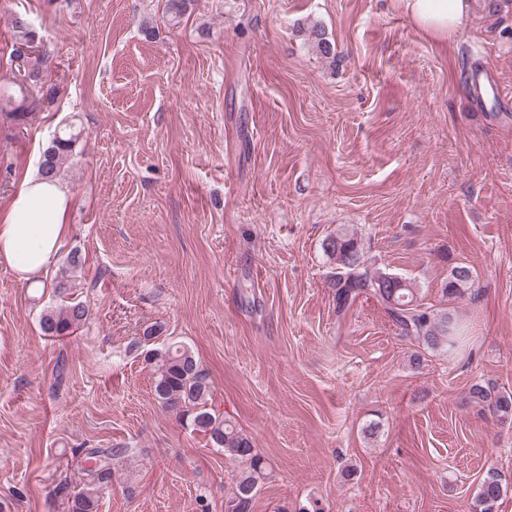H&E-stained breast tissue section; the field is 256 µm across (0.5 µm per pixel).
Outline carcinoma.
Listing matches in <instances>:
<instances>
[{
    "label": "carcinoma",
    "mask_w": 512,
    "mask_h": 512,
    "mask_svg": "<svg viewBox=\"0 0 512 512\" xmlns=\"http://www.w3.org/2000/svg\"><path fill=\"white\" fill-rule=\"evenodd\" d=\"M192 0H165L166 13L175 21L189 9ZM10 24L14 42L9 62L17 64L13 90L19 95L18 104L6 114L12 121L32 119V113L50 103V97L38 94L41 89L45 52L36 44L37 35L29 19L13 8L11 0H0V19ZM307 41L326 59H336L334 44L325 37L318 25L305 30ZM82 132L67 125L51 139L43 152L39 174L50 178L60 176L64 162L75 150ZM326 251L336 261L332 287L336 288L337 311L354 304L363 296L379 302L403 336L413 337L432 351L454 346L461 333L459 319L447 307L432 309L418 300V288L407 279L393 273L372 271L366 265L363 249L357 237L339 232L327 239ZM82 265L78 252L69 253L65 266L59 269L54 288L64 296L73 287L72 274ZM473 286V272L466 265L454 266L444 287L447 299L463 295ZM89 315L86 303L68 298L64 303L44 309L40 328L44 335L60 338L72 335ZM147 362L155 373L154 396L158 404L178 418L193 432L207 436L214 447L230 459L242 464L231 491L224 501V512H251L252 501L259 484L272 473V467L259 455L253 442L235 423L215 411L209 373L195 354L185 346H169L151 350ZM468 400L501 421L512 420V392L475 384ZM84 453L83 487L75 489L67 480L53 488L56 498L67 504L68 512H96L100 496L112 486L114 462L126 453L124 448H86ZM507 493L501 475L489 469L484 474L474 498L472 512H495L498 501Z\"/></svg>",
    "instance_id": "1"
}]
</instances>
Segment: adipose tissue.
Masks as SVG:
<instances>
[{"label": "adipose tissue", "instance_id": "obj_1", "mask_svg": "<svg viewBox=\"0 0 512 512\" xmlns=\"http://www.w3.org/2000/svg\"><path fill=\"white\" fill-rule=\"evenodd\" d=\"M421 29L450 37L470 16L471 0H401ZM71 194L60 179L24 175L6 213L0 215V264L21 282L39 283L55 262L67 234Z\"/></svg>", "mask_w": 512, "mask_h": 512}]
</instances>
